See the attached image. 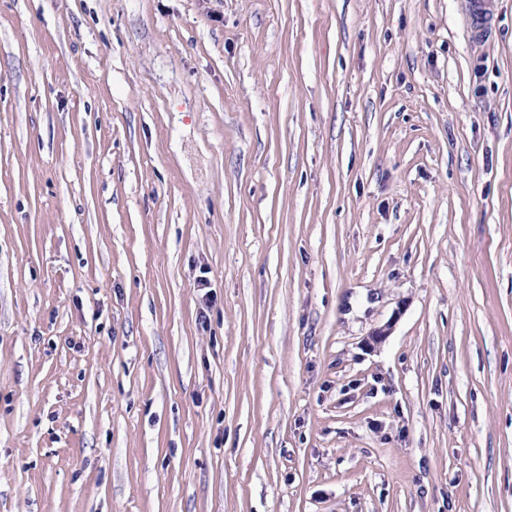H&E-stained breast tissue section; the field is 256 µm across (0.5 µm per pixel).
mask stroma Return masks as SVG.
<instances>
[{"mask_svg": "<svg viewBox=\"0 0 512 512\" xmlns=\"http://www.w3.org/2000/svg\"><path fill=\"white\" fill-rule=\"evenodd\" d=\"M494 5L0 0V512H512ZM489 1L491 0H466V14L473 32L483 31L488 24L492 12Z\"/></svg>", "mask_w": 512, "mask_h": 512, "instance_id": "35a3bbf8", "label": "stroma"}]
</instances>
